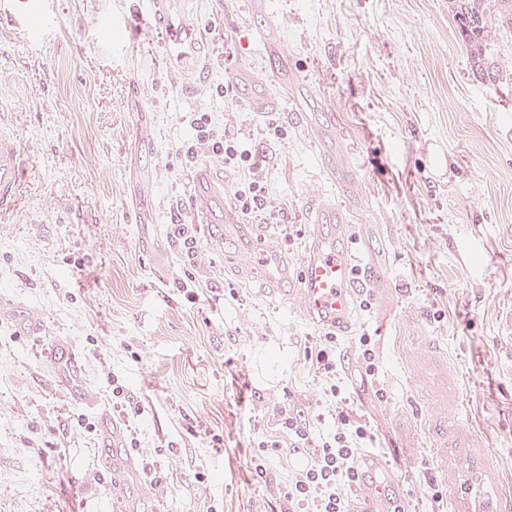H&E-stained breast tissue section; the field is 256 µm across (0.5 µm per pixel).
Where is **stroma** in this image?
<instances>
[{
  "label": "stroma",
  "mask_w": 512,
  "mask_h": 512,
  "mask_svg": "<svg viewBox=\"0 0 512 512\" xmlns=\"http://www.w3.org/2000/svg\"><path fill=\"white\" fill-rule=\"evenodd\" d=\"M208 61L187 71L167 53L166 24ZM275 28L298 97L260 115L221 95L224 52L275 88L254 31ZM490 52L503 77L476 78L448 0H167L164 22L141 0H40L0 20V113L18 137L24 177L0 215V512H113L99 456L112 383L144 413L134 452L153 464L128 492L143 512H278L294 453L253 481L254 440L284 389L315 403L321 378L305 348L319 327L295 294L254 274L257 244L300 259L310 212L344 204L323 158L350 153V233L383 281L367 327L389 402L361 391L383 469L445 512H471L472 486L512 512V32ZM223 114L265 157L270 205L295 238L245 225L215 245L200 227L199 269L238 299L188 303L170 236L190 223L177 202L191 173L181 116ZM285 110L308 115L286 139L267 132ZM163 234L155 265L143 247ZM40 321L37 335L19 320ZM80 358L86 400L73 399L46 350ZM276 348L261 384L256 350Z\"/></svg>",
  "instance_id": "1"
}]
</instances>
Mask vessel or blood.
<instances>
[{
	"mask_svg": "<svg viewBox=\"0 0 512 512\" xmlns=\"http://www.w3.org/2000/svg\"><path fill=\"white\" fill-rule=\"evenodd\" d=\"M233 85L242 89L243 97L255 112L268 113L275 96L270 90H258L237 72H229ZM22 160L13 127L0 118V214L17 204L21 183ZM186 207L195 220L204 224H220L225 238L238 232V219L224 210V183L218 180L211 166L198 167L193 175V191ZM250 261L266 279L291 282L300 296L303 314L336 331L351 325L352 307L358 285L370 279L372 261L355 256L348 244L347 212L327 205L318 213L314 232L301 259L298 273L277 261L272 251L261 247ZM101 425L106 436L103 446L105 462L112 475L114 501H121L126 484L142 481L144 471L132 456L114 459L112 450L122 440V428L110 412H102ZM398 487L391 484L372 485L368 499L358 512H382L389 498L398 496Z\"/></svg>",
	"mask_w": 512,
	"mask_h": 512,
	"instance_id": "1",
	"label": "vessel or blood"
}]
</instances>
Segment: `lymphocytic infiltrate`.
I'll return each mask as SVG.
<instances>
[{"label":"lymphocytic infiltrate","instance_id":"f902f5d3","mask_svg":"<svg viewBox=\"0 0 512 512\" xmlns=\"http://www.w3.org/2000/svg\"><path fill=\"white\" fill-rule=\"evenodd\" d=\"M182 120L193 133L183 152L185 167H195L205 151L223 156L225 170L235 176L231 192L242 221L278 223V214L266 208L263 160L256 150L214 113L188 112ZM173 237L183 271L182 278L177 281L178 290L188 303H197L204 291L195 267L196 228L191 224L174 225ZM346 344L357 354L360 379L371 384L378 401L390 399L376 341L370 333L347 338L329 328L319 331L309 348L323 379L317 414H305L297 404L294 392L284 390L283 398L275 408L278 430L263 433L255 440L250 460L254 480L262 483L282 446H289L306 458L305 467L288 475L280 512H352L356 492L363 482L358 460L365 452L374 449L377 434L373 422L356 409L353 386L338 369L337 351Z\"/></svg>","mask_w":512,"mask_h":512}]
</instances>
